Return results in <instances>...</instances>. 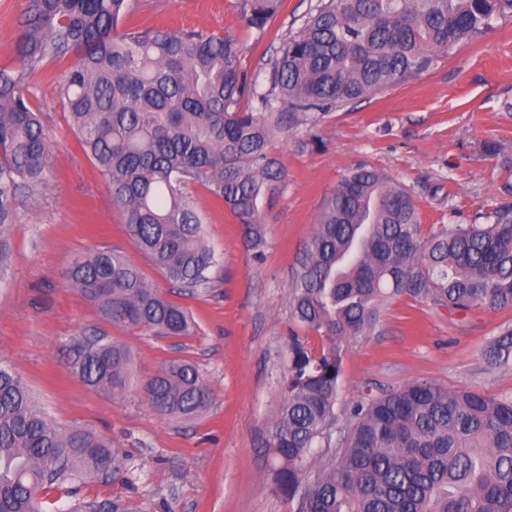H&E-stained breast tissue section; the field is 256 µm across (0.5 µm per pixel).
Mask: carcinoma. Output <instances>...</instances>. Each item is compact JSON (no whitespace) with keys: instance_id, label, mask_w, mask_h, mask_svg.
Here are the masks:
<instances>
[{"instance_id":"obj_1","label":"carcinoma","mask_w":512,"mask_h":512,"mask_svg":"<svg viewBox=\"0 0 512 512\" xmlns=\"http://www.w3.org/2000/svg\"><path fill=\"white\" fill-rule=\"evenodd\" d=\"M282 4L243 0L242 21L260 39ZM505 18L512 0H320L260 83L231 35L142 29L129 0H25L13 62L0 65V278L12 267L17 201L45 173L47 132L30 79L46 63L75 56L58 98L129 238L168 284L202 294L218 259L190 188L224 204L260 250L264 199L285 175L272 151L278 136L314 131L325 114L424 71L432 49ZM502 189L505 198L469 223L426 234L413 194L374 168L349 172L327 199L291 279L288 379L264 438L269 488L296 512H512V395L417 380L336 414L350 338L372 328L385 300L512 309V172ZM64 279L113 323L193 333L186 309L117 248L75 257ZM486 361L512 363L511 326L490 340ZM67 365L113 398L137 387L162 417L192 420L212 403L192 361L168 359L136 385L128 350L94 330L73 341ZM319 446L335 451L320 458ZM121 465L112 440L55 426L0 367V512H45L49 491ZM75 512L119 506L95 499Z\"/></svg>"}]
</instances>
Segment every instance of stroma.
I'll list each match as a JSON object with an SVG mask.
<instances>
[{"instance_id":"1","label":"stroma","mask_w":512,"mask_h":512,"mask_svg":"<svg viewBox=\"0 0 512 512\" xmlns=\"http://www.w3.org/2000/svg\"><path fill=\"white\" fill-rule=\"evenodd\" d=\"M319 0H284L264 38L241 20L242 0H130L142 28L191 27L230 34L246 48L244 66L265 78L281 35L298 30ZM66 62L49 63L33 89L48 129L45 178L21 198L11 239L14 263L0 281V365L28 385L51 422L86 425L111 438L122 469L106 480L52 492L47 512L82 499H112L131 512H291L268 487L263 440L288 376L290 282L327 197L361 165L379 169L414 195L424 227L464 224L500 194L512 167V19L433 54L429 67L399 84L331 112L316 133L298 128L274 144L286 174L265 203L262 257L206 190L194 191L219 263L206 294H173L196 326L160 338L104 320L68 288L77 255L121 248L147 279L161 273L125 232L103 178L78 146L56 95ZM441 184L438 195L428 188ZM512 310L449 313L405 297L384 301L372 329L343 361L338 405L367 391L389 392L426 379L451 390L512 394V368L487 371L484 350ZM94 329L134 356L137 377L172 357L192 360L210 385V408L192 421L153 413L137 393L112 399L72 376L68 347Z\"/></svg>"}]
</instances>
